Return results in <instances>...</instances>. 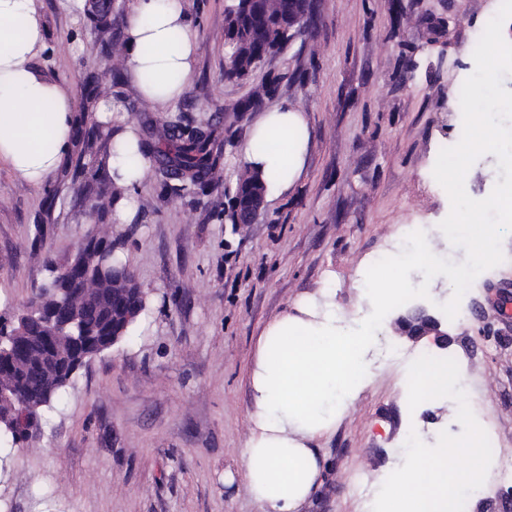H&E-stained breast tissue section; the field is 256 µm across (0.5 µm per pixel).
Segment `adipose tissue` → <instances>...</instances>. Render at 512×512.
Returning <instances> with one entry per match:
<instances>
[{"label":"adipose tissue","instance_id":"ef3b65f1","mask_svg":"<svg viewBox=\"0 0 512 512\" xmlns=\"http://www.w3.org/2000/svg\"><path fill=\"white\" fill-rule=\"evenodd\" d=\"M196 35L182 0H134L124 30L123 68L141 96L176 103L194 76ZM45 51L37 0H0V165L39 185L72 147L76 92L36 65ZM139 132L123 125L108 159L121 188L144 180ZM303 111L284 105L264 113L243 149L266 195L292 186L305 161ZM319 299L296 302L295 314L270 322L250 373L249 436L241 450L244 486L261 512H300L321 483L324 460L314 443L331 432L373 380V337L343 323L335 283Z\"/></svg>","mask_w":512,"mask_h":512}]
</instances>
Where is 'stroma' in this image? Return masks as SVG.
<instances>
[{"label": "stroma", "mask_w": 512, "mask_h": 512, "mask_svg": "<svg viewBox=\"0 0 512 512\" xmlns=\"http://www.w3.org/2000/svg\"><path fill=\"white\" fill-rule=\"evenodd\" d=\"M46 73L77 91L71 154L45 183L15 179L0 166V316L16 313L49 275L45 255L65 262L89 228V202L111 181L99 161L107 147L93 134L107 96L142 138L177 117L212 126L224 181L206 193L175 195L158 159L129 188L137 211L120 246L150 295L148 328L92 358L23 448L0 447V512H260L236 472L248 436L249 373L266 325L296 300L336 283L348 315L368 306L357 291L389 239L419 224L435 227L444 259L466 253L438 225L450 200L433 176L439 151L459 134L463 82L475 70L472 40L498 0H316L312 33L295 37L251 80L224 79V15L230 0H184L196 33L195 75L169 106L144 105L106 48L123 42L132 0H112L113 22L98 32L87 12L40 0ZM279 76L266 109L301 108L308 122L306 161L294 185L267 202L258 223H225L228 199L244 170L242 148L258 113H234L267 75ZM505 260L461 299L468 318L449 321L448 345L409 339L389 312L370 356L375 381L318 441L324 481L303 512H372L353 486L381 487L404 463L411 429L435 444L454 425L444 398L409 409L405 367L385 361L408 352L454 358L467 375L471 409L512 451V314L498 287L512 284V234Z\"/></svg>", "instance_id": "obj_1"}]
</instances>
